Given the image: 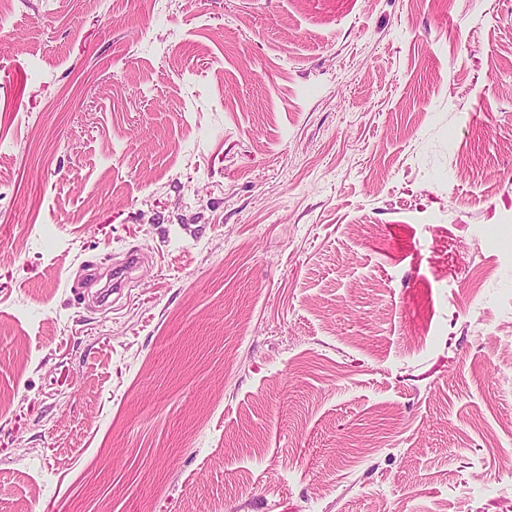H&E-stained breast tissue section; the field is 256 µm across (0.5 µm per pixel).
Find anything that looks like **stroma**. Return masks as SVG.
<instances>
[{
  "mask_svg": "<svg viewBox=\"0 0 512 512\" xmlns=\"http://www.w3.org/2000/svg\"><path fill=\"white\" fill-rule=\"evenodd\" d=\"M0 32V512H512V0Z\"/></svg>",
  "mask_w": 512,
  "mask_h": 512,
  "instance_id": "35a3bbf8",
  "label": "stroma"
}]
</instances>
